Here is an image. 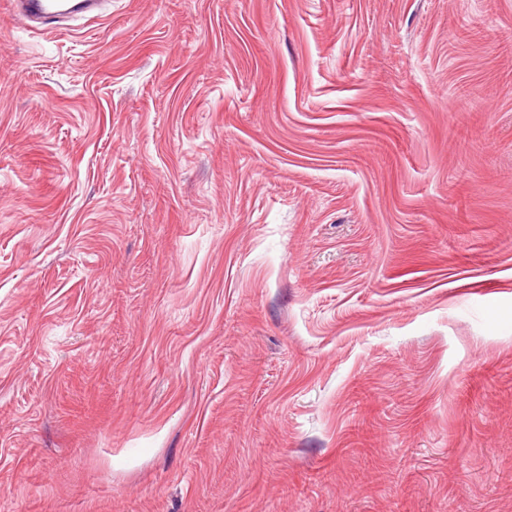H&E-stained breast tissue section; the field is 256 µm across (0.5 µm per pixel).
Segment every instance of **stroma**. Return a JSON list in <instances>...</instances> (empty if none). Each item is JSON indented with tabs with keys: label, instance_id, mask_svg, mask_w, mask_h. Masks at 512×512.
Instances as JSON below:
<instances>
[{
	"label": "stroma",
	"instance_id": "1",
	"mask_svg": "<svg viewBox=\"0 0 512 512\" xmlns=\"http://www.w3.org/2000/svg\"><path fill=\"white\" fill-rule=\"evenodd\" d=\"M0 512H512V0H0ZM73 0H13L16 12L31 22L49 26L67 15L75 12L93 13L101 8L103 0H79L73 5Z\"/></svg>",
	"mask_w": 512,
	"mask_h": 512
}]
</instances>
